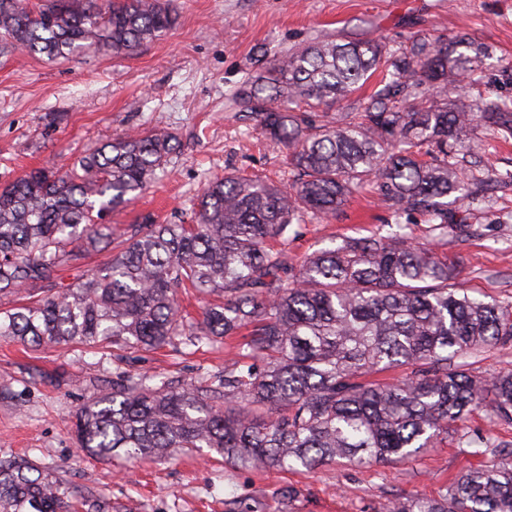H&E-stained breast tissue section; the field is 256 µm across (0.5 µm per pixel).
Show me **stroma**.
<instances>
[{
  "instance_id": "35a3bbf8",
  "label": "stroma",
  "mask_w": 512,
  "mask_h": 512,
  "mask_svg": "<svg viewBox=\"0 0 512 512\" xmlns=\"http://www.w3.org/2000/svg\"><path fill=\"white\" fill-rule=\"evenodd\" d=\"M175 27L129 57L89 51L58 63L0 55V184L42 166L67 168L79 157L138 129L174 133L181 152L139 198L102 217L114 234L152 217L188 220L205 184L224 172L290 184L285 152L248 114L229 105L234 89L272 61L327 36L383 41L412 38L441 45L457 37L487 47L493 65L464 87L472 98L512 101V0H177ZM465 178L484 180L473 207L449 203L470 224L460 238L419 216H402L404 233L432 244L480 300L512 304V136L473 128L458 154ZM391 213L373 186L335 217L299 225L286 249L292 262L346 237L384 231ZM237 339L206 351L182 341L123 356L71 346L30 350L0 337V458L62 472L77 491L136 512H379L390 501L435 494L461 468L485 459L478 437L512 448V426L484 414L460 423L447 443L410 461L369 467L325 465L310 472L230 468L216 454L182 452L163 463L108 462L77 447L76 410L111 391L117 376L148 375L176 385L220 374ZM294 497H284L287 488Z\"/></svg>"
}]
</instances>
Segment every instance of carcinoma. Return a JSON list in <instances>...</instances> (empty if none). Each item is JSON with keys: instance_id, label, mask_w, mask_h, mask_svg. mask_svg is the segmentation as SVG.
I'll return each instance as SVG.
<instances>
[{"instance_id": "obj_1", "label": "carcinoma", "mask_w": 512, "mask_h": 512, "mask_svg": "<svg viewBox=\"0 0 512 512\" xmlns=\"http://www.w3.org/2000/svg\"><path fill=\"white\" fill-rule=\"evenodd\" d=\"M172 0H0V50L57 61L85 50L130 56L176 24ZM489 55L417 38L401 51L328 38L285 54L231 97L286 150L297 180L276 185L227 172L203 188L190 224H132L117 240L95 223L141 194L180 142L152 129L114 139L78 168L33 169L0 187V337L32 348L82 345L114 353L197 349L248 330L224 374L175 387L123 375L75 413L79 447L103 458L161 461L208 449L235 468L315 469L415 458L478 412L512 423V372L488 378L468 360L512 343V308L471 297L429 244L394 231L349 238L288 262L269 242L329 218L373 180L397 218L420 215L457 236L447 198L479 200L456 147L473 125L512 136V108L457 98L448 87L482 73ZM359 100L360 119L317 108ZM427 150H422V147ZM102 265L59 281L100 244ZM222 302L190 318L178 289ZM0 512H131L94 503L37 465L0 460ZM383 512H512V454L461 469L434 497ZM376 78H373L369 84H367L361 91H359L358 93L354 94L349 100H346V101H340V102H336V103H333L331 104L329 107L326 108V112H329V115L330 116H336L338 117L337 115L340 113H347L349 112V117L348 119L349 120H354L355 117H357L356 115V110L353 108L355 107V103L357 102V100L359 98H361L363 95H366V94H370L372 93L374 90L378 89L377 88V84H376Z\"/></svg>"}]
</instances>
